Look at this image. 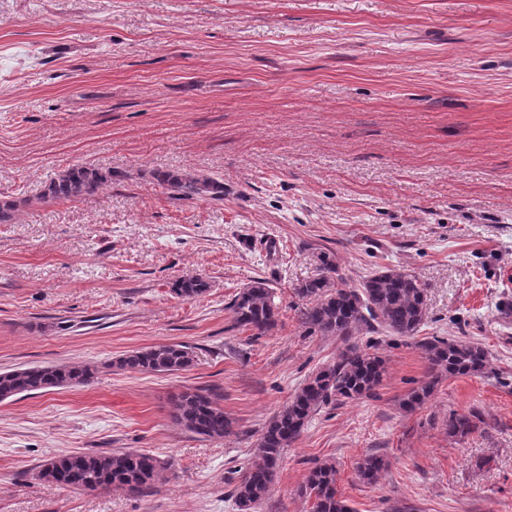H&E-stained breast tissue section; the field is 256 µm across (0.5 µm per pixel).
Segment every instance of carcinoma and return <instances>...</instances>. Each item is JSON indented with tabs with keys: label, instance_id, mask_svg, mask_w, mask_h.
<instances>
[{
	"label": "carcinoma",
	"instance_id": "cac0c4a2",
	"mask_svg": "<svg viewBox=\"0 0 512 512\" xmlns=\"http://www.w3.org/2000/svg\"><path fill=\"white\" fill-rule=\"evenodd\" d=\"M112 170L76 164L58 173L36 199L0 200V223L13 220L14 213L33 201H76L97 193L112 183ZM152 179L182 200L224 199V184L192 172H155ZM323 275L302 285L298 293L307 300L303 323L322 336L348 338L379 326L392 336L412 337L426 318L425 289L414 276L386 270L365 279L356 288L341 287L336 281L338 266L321 257ZM209 284L201 277L179 280L176 295L185 299L202 296ZM235 321L263 336L277 326L275 294L262 280L242 289L232 303ZM428 363L427 377L400 402L401 409L413 411L425 404L445 376H466L481 372L485 350L474 344L434 337L418 343ZM194 354L181 344L159 345L137 350L120 359L117 367L141 372L174 373L191 366ZM384 363L375 353L349 348L336 362L322 368L305 383L267 425L255 452V459L235 480L233 496L239 512H254L272 486L282 454L300 435L314 412L336 400L358 399L371 394L383 380ZM96 368L69 365H40L0 372V402L20 395L55 388L85 386L92 382ZM221 395L214 388H196L177 395L171 417L188 432L205 439L222 438L231 431L232 421L224 414ZM472 413L453 414L448 433L464 434L477 427ZM387 462L369 455L357 466L358 476L376 481ZM170 465L137 450L118 449L104 453H71L53 457L41 465L40 477L57 485L94 492L114 487L139 494ZM302 493L313 499V512H352L337 487L336 467L321 463L309 473Z\"/></svg>",
	"mask_w": 512,
	"mask_h": 512
}]
</instances>
